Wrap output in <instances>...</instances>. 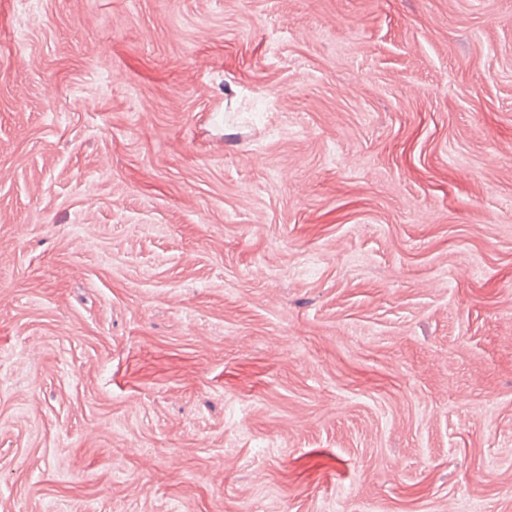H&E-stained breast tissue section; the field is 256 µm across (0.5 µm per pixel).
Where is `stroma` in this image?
<instances>
[{
	"label": "stroma",
	"mask_w": 512,
	"mask_h": 512,
	"mask_svg": "<svg viewBox=\"0 0 512 512\" xmlns=\"http://www.w3.org/2000/svg\"><path fill=\"white\" fill-rule=\"evenodd\" d=\"M0 0V512H512V0Z\"/></svg>",
	"instance_id": "1"
}]
</instances>
